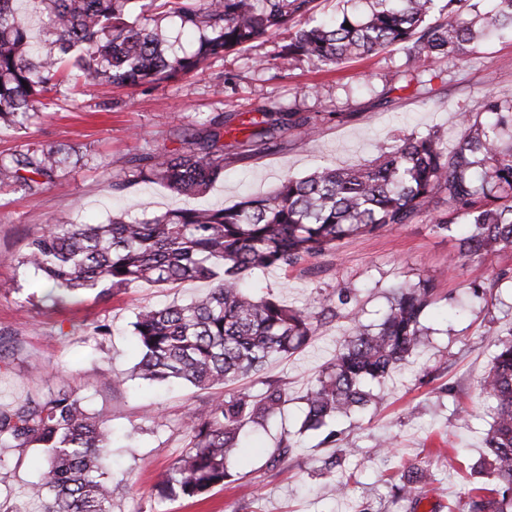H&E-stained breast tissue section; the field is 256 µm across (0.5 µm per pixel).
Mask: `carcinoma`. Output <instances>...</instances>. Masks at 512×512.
Listing matches in <instances>:
<instances>
[{
  "label": "carcinoma",
  "mask_w": 512,
  "mask_h": 512,
  "mask_svg": "<svg viewBox=\"0 0 512 512\" xmlns=\"http://www.w3.org/2000/svg\"><path fill=\"white\" fill-rule=\"evenodd\" d=\"M0 0V121L24 124L33 103L57 91L61 56L77 62L76 81L88 89L107 83L138 86L188 75L205 61L242 50L288 30L278 58L339 67L354 59L402 46L406 72L426 60L472 55L479 41L512 32V0L481 14L477 0H444V13L429 22L436 0H368L357 14L337 0L336 16L324 20L315 0H164L185 29L203 33L197 51L170 56L160 36L127 18L130 0H26L52 37V50H34L30 28L15 7ZM473 14L468 25L454 17ZM350 27H344L345 23ZM263 128L250 132L240 157L270 148L284 126L313 134L316 122L340 112L304 115L262 113ZM461 134L453 146L437 132L413 134L385 148L369 165L322 167L303 178L285 177L271 193L248 197L224 209H182L150 220L109 224H53L31 237L24 263L41 273L44 299L57 306L88 291L106 299L128 288L207 281L209 291L188 304L141 307L133 335L140 356L137 378L158 385L183 383L199 390L259 374L267 362L305 346L317 331L312 311L241 288L253 271L288 270L350 237L374 235L429 217L457 237L455 266L491 261L512 248V98L488 95L479 112L452 117ZM180 150L144 152L131 159L138 179L164 182L193 194L224 171V122L206 134H181ZM65 158L46 146L0 160V183L26 191L54 182ZM436 297L435 279L420 277L393 288L388 312L376 325L358 320L355 290L337 291L338 306L351 323L336 356L305 396V429H323L338 416L365 409L375 399L369 384L388 376L412 357L424 335L421 318ZM491 366L482 383L494 412L487 434L490 459L482 470L492 485L476 483L466 501L448 512H512V337L490 341ZM286 391L270 383L258 394H210L185 422V449L166 474L173 497L203 500L232 477L228 461L241 431L263 428L281 412ZM114 443L111 418L90 411L75 390L49 392L0 404V447L40 448V482L30 494L47 500L45 512H110L112 483L104 458ZM294 443L280 440L269 463L288 460ZM431 474L410 472L397 499L415 512L420 498L411 485Z\"/></svg>",
  "instance_id": "carcinoma-1"
}]
</instances>
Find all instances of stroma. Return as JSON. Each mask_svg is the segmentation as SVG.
Wrapping results in <instances>:
<instances>
[{
  "mask_svg": "<svg viewBox=\"0 0 512 512\" xmlns=\"http://www.w3.org/2000/svg\"><path fill=\"white\" fill-rule=\"evenodd\" d=\"M134 17L157 31L168 53L196 49L200 35L157 0H133ZM277 33L224 58L207 61L195 72L136 87L104 85L82 93L73 84L58 87L35 104L24 126L0 125V158L46 145L68 156L62 177L28 193L0 187V344L6 366L0 369V404L56 391L79 389L89 408L112 414L117 434L136 430V445L113 448L106 462L112 482V512H396L391 488L407 471L434 472L420 488L419 512H437L461 501L486 454L492 412L481 382L490 368L489 341L512 332V283L497 282L512 270V250L494 264L450 265L456 242L428 219L376 235L345 240L334 251L282 271L267 269L247 279L260 296L306 308L340 288L355 289L365 324L377 323L388 309L393 287L435 277L438 299L426 313L431 334L417 353L386 379L376 405L336 420L339 445L320 434L299 433L304 396L331 361L349 324L327 319L301 350L271 360L260 375L226 387V394L260 392L266 383L285 388L288 405L269 430L246 434L232 457L237 481L202 502L159 499L161 482L186 444L183 422L203 394L192 387L158 388L133 375L137 348L132 322L138 307L185 304L208 290L203 281L175 287L132 288L96 299L81 292L57 307L45 306L41 280L23 266L26 243L50 224H106L112 218L143 220L175 209H220L273 190L281 177H302L321 165H364L377 158V144L413 133L439 131L454 141L448 117L475 112L480 97L512 98V36L483 43L479 54L456 68L425 63L423 82L404 76L405 55L389 49L341 67L299 62L282 66ZM327 112L310 138L283 130L276 146L235 161L206 192L179 195L163 182L132 181L129 160L144 150L181 148L180 134L198 132L216 115L228 116L224 151L233 154L244 124L262 112ZM343 120H334V113ZM110 336H95L98 322ZM451 392H444L443 384ZM293 438L289 460L276 469L267 461L280 437ZM393 442L392 454L368 453L378 440ZM35 449L0 448V461L12 471V487L0 492V512H43L42 501L26 498L38 475ZM344 481L346 495L329 492L332 479Z\"/></svg>",
  "mask_w": 512,
  "mask_h": 512,
  "instance_id": "stroma-1",
  "label": "stroma"
}]
</instances>
